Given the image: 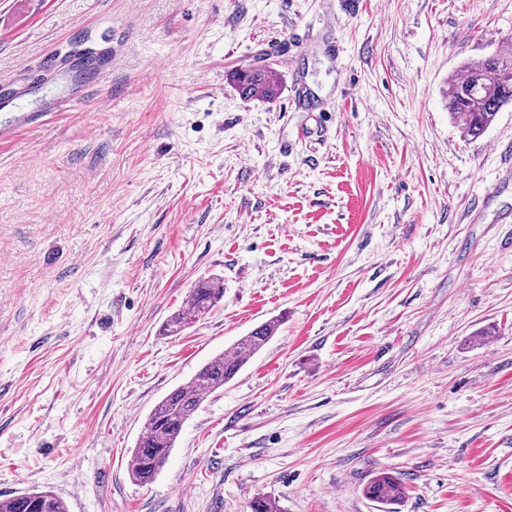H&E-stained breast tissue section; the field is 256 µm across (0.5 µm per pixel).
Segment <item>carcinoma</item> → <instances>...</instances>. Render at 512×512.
Returning <instances> with one entry per match:
<instances>
[{
	"label": "carcinoma",
	"mask_w": 512,
	"mask_h": 512,
	"mask_svg": "<svg viewBox=\"0 0 512 512\" xmlns=\"http://www.w3.org/2000/svg\"><path fill=\"white\" fill-rule=\"evenodd\" d=\"M235 83L246 98H270L278 92L273 72L265 68L241 70L235 76ZM447 99L451 114L464 120L466 134L480 136L498 112L512 104V52L491 55L482 65L474 63L463 76L450 79ZM223 297L224 285L219 279L198 280L184 305L166 321L164 333L178 335ZM277 330L276 320L262 323L242 340L211 358L189 382L174 387L152 408L130 451L129 473L135 481L141 484L153 481L168 461L192 415L209 396L233 380ZM364 493L380 504L394 506L405 497V485L400 478L382 472L368 483ZM0 512H68V507L50 490H32L0 500Z\"/></svg>",
	"instance_id": "cac0c4a2"
}]
</instances>
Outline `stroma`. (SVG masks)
I'll use <instances>...</instances> for the list:
<instances>
[{
  "label": "stroma",
  "mask_w": 512,
  "mask_h": 512,
  "mask_svg": "<svg viewBox=\"0 0 512 512\" xmlns=\"http://www.w3.org/2000/svg\"><path fill=\"white\" fill-rule=\"evenodd\" d=\"M105 38L109 79L61 72L31 108L79 107L0 141V500L383 512L389 470L400 512H512V105L473 138L444 94L512 0H0V79ZM256 65L276 97L236 90ZM271 319L134 481L155 404ZM224 297V285L217 278H203L191 289L187 301L166 321L163 331L176 336L209 312ZM402 480L390 473L382 472L374 477L364 489L365 495L386 506L398 505L405 497Z\"/></svg>",
  "instance_id": "stroma-1"
}]
</instances>
